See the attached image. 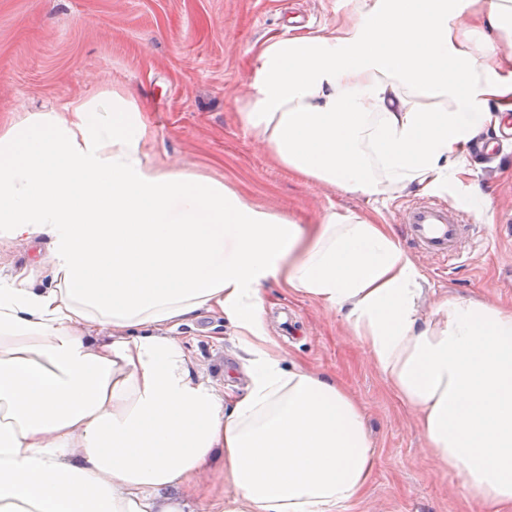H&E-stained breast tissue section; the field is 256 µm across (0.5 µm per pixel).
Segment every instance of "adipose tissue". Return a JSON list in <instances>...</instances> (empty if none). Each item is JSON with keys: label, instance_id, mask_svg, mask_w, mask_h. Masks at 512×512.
I'll return each instance as SVG.
<instances>
[{"label": "adipose tissue", "instance_id": "ef3b65f1", "mask_svg": "<svg viewBox=\"0 0 512 512\" xmlns=\"http://www.w3.org/2000/svg\"><path fill=\"white\" fill-rule=\"evenodd\" d=\"M241 124L296 178L379 202L458 182L512 112V0H365L325 34L272 36ZM129 94L76 96L0 130V238L47 245L0 278V512H340L376 464L336 379L285 366L262 287L336 311L482 512H512V309L448 299L388 225L330 211L314 233L224 183L147 163ZM207 311L244 351L232 406L173 332ZM224 498L232 494V489L223 484L213 475L206 474L192 491L191 497L197 512H209L213 510L219 496L223 494Z\"/></svg>", "mask_w": 512, "mask_h": 512}]
</instances>
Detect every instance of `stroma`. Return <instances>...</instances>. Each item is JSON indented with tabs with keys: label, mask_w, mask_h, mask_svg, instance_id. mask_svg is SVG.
I'll return each instance as SVG.
<instances>
[{
	"label": "stroma",
	"mask_w": 512,
	"mask_h": 512,
	"mask_svg": "<svg viewBox=\"0 0 512 512\" xmlns=\"http://www.w3.org/2000/svg\"><path fill=\"white\" fill-rule=\"evenodd\" d=\"M361 0H0V125L75 95L129 91L148 108L145 151L161 169L224 182L253 205L301 224L330 210L372 213L400 231L404 208L429 198L470 214L472 227L446 276L429 256L423 313L451 297L512 304V149L472 160L486 195L474 210L465 186L411 189L369 207L357 195L301 181L276 164L239 121L255 54L270 35L335 29ZM264 326L285 363L340 379L361 405L378 459L366 493L346 512H467L461 476L435 464L416 413L401 401L340 315L282 282L263 289ZM201 379L226 402L248 385L235 328L200 315L176 330Z\"/></svg>",
	"instance_id": "obj_1"
}]
</instances>
